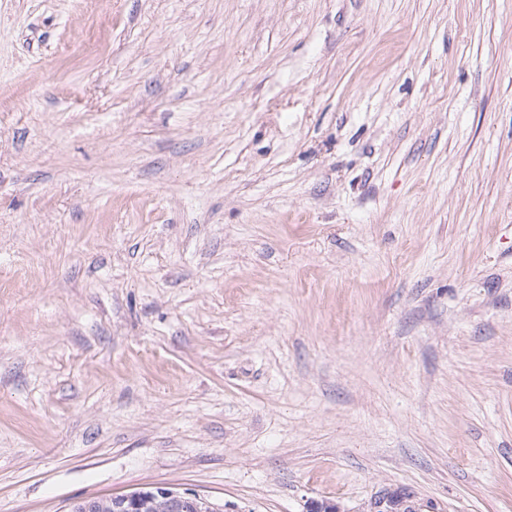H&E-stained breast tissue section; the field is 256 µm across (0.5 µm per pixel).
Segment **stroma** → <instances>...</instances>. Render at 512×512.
Wrapping results in <instances>:
<instances>
[{
    "instance_id": "35a3bbf8",
    "label": "stroma",
    "mask_w": 512,
    "mask_h": 512,
    "mask_svg": "<svg viewBox=\"0 0 512 512\" xmlns=\"http://www.w3.org/2000/svg\"><path fill=\"white\" fill-rule=\"evenodd\" d=\"M512 512V0H0V512ZM106 502L109 509L119 512H219L206 497L193 491H179L173 487L159 485L147 490L112 495ZM207 509V510H206Z\"/></svg>"
}]
</instances>
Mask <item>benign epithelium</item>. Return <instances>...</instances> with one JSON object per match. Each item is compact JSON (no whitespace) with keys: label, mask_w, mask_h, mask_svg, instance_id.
<instances>
[{"label":"benign epithelium","mask_w":512,"mask_h":512,"mask_svg":"<svg viewBox=\"0 0 512 512\" xmlns=\"http://www.w3.org/2000/svg\"><path fill=\"white\" fill-rule=\"evenodd\" d=\"M109 507L117 512H219L206 497L193 491H179L173 487L159 485L147 490H138L113 495L106 499ZM373 512H412L403 506V498L386 495L374 503Z\"/></svg>","instance_id":"benign-epithelium-1"}]
</instances>
